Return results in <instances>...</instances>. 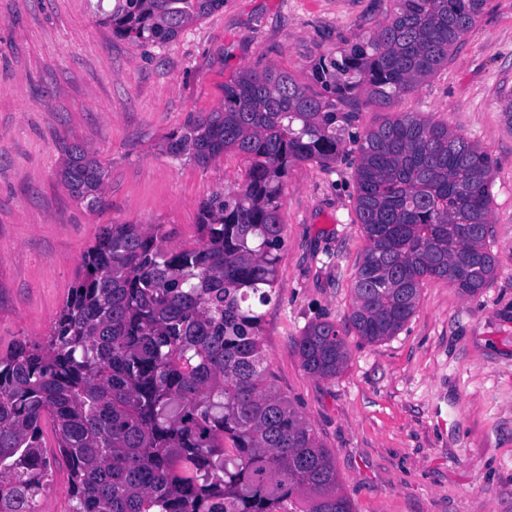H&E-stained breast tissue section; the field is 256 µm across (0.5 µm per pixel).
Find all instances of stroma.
<instances>
[{
    "instance_id": "stroma-1",
    "label": "stroma",
    "mask_w": 512,
    "mask_h": 512,
    "mask_svg": "<svg viewBox=\"0 0 512 512\" xmlns=\"http://www.w3.org/2000/svg\"><path fill=\"white\" fill-rule=\"evenodd\" d=\"M115 0H0V353L53 327L84 251L108 224H161L167 247L198 242L202 200L232 191L247 162L166 152L169 138L218 110L224 84L267 65L309 83L315 59L375 31L387 0H224L163 43H133L97 24ZM512 0H487L448 65L390 106L364 105L361 135L406 112L448 126L493 159L490 245L496 271L473 295L424 280L390 339L348 331L340 374L301 366L292 341L345 323L367 242L356 224L359 156L294 164L283 183L285 245L277 299L265 306L275 388L326 448L354 512H512ZM108 172L103 204L74 199L66 147Z\"/></svg>"
}]
</instances>
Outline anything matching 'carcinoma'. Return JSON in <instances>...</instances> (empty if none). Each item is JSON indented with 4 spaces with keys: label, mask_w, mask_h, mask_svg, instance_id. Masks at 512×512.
Returning <instances> with one entry per match:
<instances>
[{
    "label": "carcinoma",
    "mask_w": 512,
    "mask_h": 512,
    "mask_svg": "<svg viewBox=\"0 0 512 512\" xmlns=\"http://www.w3.org/2000/svg\"><path fill=\"white\" fill-rule=\"evenodd\" d=\"M386 22L312 66L316 91L273 66L224 84L220 110L190 120L167 153L247 159L236 190L198 209L199 244L167 250L162 224H111L84 252L55 325L0 354V512H39L57 460L69 512H353L333 454L269 381L261 339L284 246L281 189L298 162L336 161L359 106H389L448 65L487 0H389ZM224 0H116L100 23L134 43L165 42ZM356 218L367 247L349 324L395 336L424 280L464 295L495 274L488 244L494 162L416 113L360 136ZM106 172L72 146L61 179L90 208ZM303 368L336 377L334 322L293 339Z\"/></svg>",
    "instance_id": "1"
}]
</instances>
